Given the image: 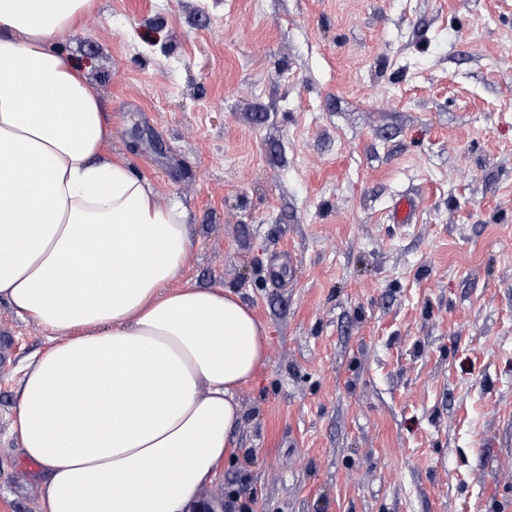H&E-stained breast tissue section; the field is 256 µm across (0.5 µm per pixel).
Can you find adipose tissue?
I'll return each instance as SVG.
<instances>
[{
    "instance_id": "ef3b65f1",
    "label": "adipose tissue",
    "mask_w": 512,
    "mask_h": 512,
    "mask_svg": "<svg viewBox=\"0 0 512 512\" xmlns=\"http://www.w3.org/2000/svg\"><path fill=\"white\" fill-rule=\"evenodd\" d=\"M93 3L0 0V300L50 333L14 428L43 512H203L268 328L229 290L179 284L184 209L109 157L99 99L52 47Z\"/></svg>"
}]
</instances>
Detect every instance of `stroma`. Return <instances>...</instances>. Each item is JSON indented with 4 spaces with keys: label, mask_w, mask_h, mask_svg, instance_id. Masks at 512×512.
I'll return each mask as SVG.
<instances>
[{
    "label": "stroma",
    "mask_w": 512,
    "mask_h": 512,
    "mask_svg": "<svg viewBox=\"0 0 512 512\" xmlns=\"http://www.w3.org/2000/svg\"><path fill=\"white\" fill-rule=\"evenodd\" d=\"M58 47L185 209L181 283L270 331L212 512H512V0H95ZM0 344V512H42L47 333L1 301Z\"/></svg>",
    "instance_id": "stroma-1"
}]
</instances>
